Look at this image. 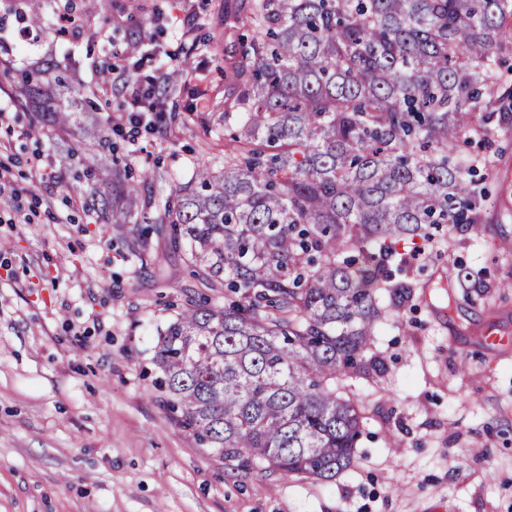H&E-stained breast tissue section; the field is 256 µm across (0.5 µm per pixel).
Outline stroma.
Segmentation results:
<instances>
[{"label":"stroma","instance_id":"stroma-1","mask_svg":"<svg viewBox=\"0 0 512 512\" xmlns=\"http://www.w3.org/2000/svg\"><path fill=\"white\" fill-rule=\"evenodd\" d=\"M251 0H112L108 29L131 11L162 8L154 43L179 45L196 80L178 102L197 112L189 127L157 125L123 150L144 167L188 181L204 156V120L238 90L224 76L252 32ZM54 10L37 37L0 29L11 55L35 70L69 54L81 83L96 84L103 60L146 82L120 41L60 39ZM0 170L14 205L0 209V512H512V346L485 344L487 328L512 335V210L480 233H449L441 259L416 257L409 298L380 325L374 350L386 369L352 391L367 419L351 466L335 480L231 469L171 417L155 387L156 329L164 303L199 289L186 247L148 235L152 266L130 250V225L93 223L67 185L70 155L105 125L128 127L123 97L100 96L76 136L35 142L0 79ZM496 174L488 188L512 201V136L486 146ZM27 223H20V216ZM466 266L473 288L446 295L448 273Z\"/></svg>","mask_w":512,"mask_h":512}]
</instances>
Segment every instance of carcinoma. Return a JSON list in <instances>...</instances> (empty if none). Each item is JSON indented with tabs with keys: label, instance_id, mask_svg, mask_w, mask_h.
<instances>
[{
	"label": "carcinoma",
	"instance_id": "carcinoma-1",
	"mask_svg": "<svg viewBox=\"0 0 512 512\" xmlns=\"http://www.w3.org/2000/svg\"><path fill=\"white\" fill-rule=\"evenodd\" d=\"M21 29H39L51 0H14ZM78 22L111 0H69ZM124 30L125 52L153 60L148 27ZM512 0H253L254 33L226 75L241 90L209 124L224 152L160 200L165 172L132 180L133 161L111 157L99 130L78 150L67 185L106 224H152L187 245L193 276L239 296L226 307L199 293L157 330L159 388L178 423L237 470L322 481L351 466L364 426L344 377L384 371L377 325L415 285L390 266L417 238L468 230L490 213L479 164L459 155L471 135L489 140L501 57L512 55ZM70 57L15 85L33 114L31 135H68L75 109L113 89L112 67L87 87ZM191 81L184 66L147 86L146 108L166 125Z\"/></svg>",
	"mask_w": 512,
	"mask_h": 512
}]
</instances>
